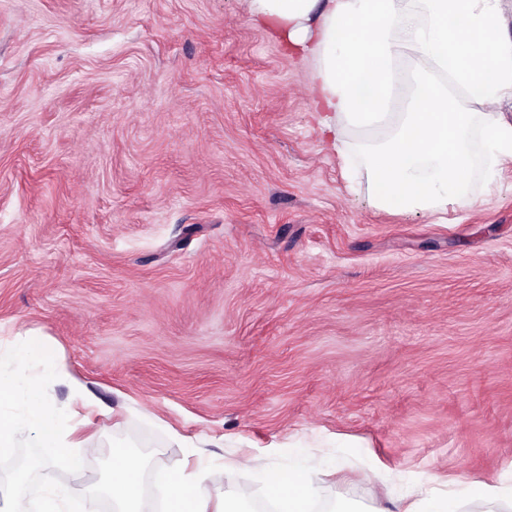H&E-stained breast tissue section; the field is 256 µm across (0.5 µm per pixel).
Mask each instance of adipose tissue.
<instances>
[{"instance_id":"obj_1","label":"adipose tissue","mask_w":512,"mask_h":512,"mask_svg":"<svg viewBox=\"0 0 512 512\" xmlns=\"http://www.w3.org/2000/svg\"><path fill=\"white\" fill-rule=\"evenodd\" d=\"M252 19L293 56L314 61L305 86L320 131L341 158L363 161L373 206L403 213L444 212L465 199L483 147L491 168L512 160V34L503 0H247ZM45 392L27 391V407L0 416V446L34 434L56 448L73 432L71 419L44 408ZM273 449L241 454L221 467L169 479L162 512H248L235 476L266 481L277 512H309L321 470H274ZM143 463L114 454L106 477L72 465L42 501L64 512L71 482L112 491L113 512H144ZM222 490L211 504L205 488Z\"/></svg>"}]
</instances>
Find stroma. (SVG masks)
Returning <instances> with one entry per match:
<instances>
[{
  "label": "stroma",
  "instance_id": "obj_1",
  "mask_svg": "<svg viewBox=\"0 0 512 512\" xmlns=\"http://www.w3.org/2000/svg\"><path fill=\"white\" fill-rule=\"evenodd\" d=\"M311 77L244 0H0V374L23 347L98 447L16 437L15 512L119 450L152 507L271 446L322 465L314 512H405L432 472L461 512L512 485V163L443 214L372 207Z\"/></svg>",
  "mask_w": 512,
  "mask_h": 512
}]
</instances>
